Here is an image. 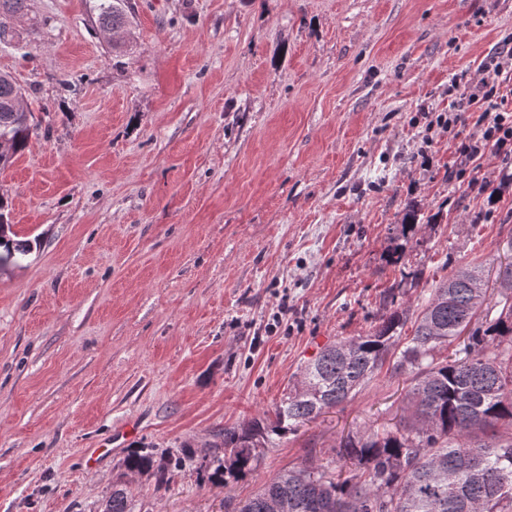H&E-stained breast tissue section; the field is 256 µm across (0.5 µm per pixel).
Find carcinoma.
<instances>
[{
	"label": "carcinoma",
	"instance_id": "1",
	"mask_svg": "<svg viewBox=\"0 0 512 512\" xmlns=\"http://www.w3.org/2000/svg\"><path fill=\"white\" fill-rule=\"evenodd\" d=\"M26 2L0 0L1 43ZM93 10L103 31L128 25L125 0H95ZM18 98L21 87L1 72L0 166L32 135L12 109ZM11 229L0 223L1 263L28 251ZM385 367L411 378L407 415L393 429L371 426L340 444L336 455L351 464L345 478L313 463L288 468L237 512H512V263L492 287L482 266L462 265L433 281L416 310L396 309L367 333L325 347L289 384L274 418L224 429L230 454L210 456L213 476H246L272 436L347 402ZM126 468L167 482L168 463L149 455L130 457ZM106 512H132L127 485L112 486Z\"/></svg>",
	"mask_w": 512,
	"mask_h": 512
}]
</instances>
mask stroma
I'll use <instances>...</instances> for the list:
<instances>
[{
  "instance_id": "1",
  "label": "stroma",
  "mask_w": 512,
  "mask_h": 512,
  "mask_svg": "<svg viewBox=\"0 0 512 512\" xmlns=\"http://www.w3.org/2000/svg\"><path fill=\"white\" fill-rule=\"evenodd\" d=\"M91 4L27 0L0 43L37 128L0 168L31 245L0 264V512H103L120 479L133 512H231L305 460L336 474L343 438L404 415L405 377L275 436L252 475L202 462L321 347L445 267L512 261V178L491 154L453 178L481 128L434 124L512 48V0H127L121 67ZM187 449L162 486L124 467Z\"/></svg>"
}]
</instances>
